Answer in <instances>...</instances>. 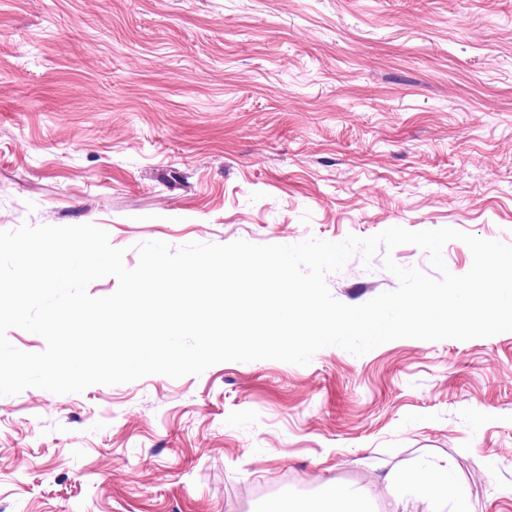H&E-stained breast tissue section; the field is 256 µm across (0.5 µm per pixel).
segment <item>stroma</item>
<instances>
[{"instance_id": "stroma-1", "label": "stroma", "mask_w": 512, "mask_h": 512, "mask_svg": "<svg viewBox=\"0 0 512 512\" xmlns=\"http://www.w3.org/2000/svg\"><path fill=\"white\" fill-rule=\"evenodd\" d=\"M512 245V0H0V230ZM383 253L327 278L360 305ZM0 512H512V332L0 397ZM415 483L427 494L434 497H447L448 489L459 490L457 495L462 496V489L448 469H423L415 475ZM319 511L325 512H366L365 501L353 490L336 488L329 500L327 508Z\"/></svg>"}]
</instances>
